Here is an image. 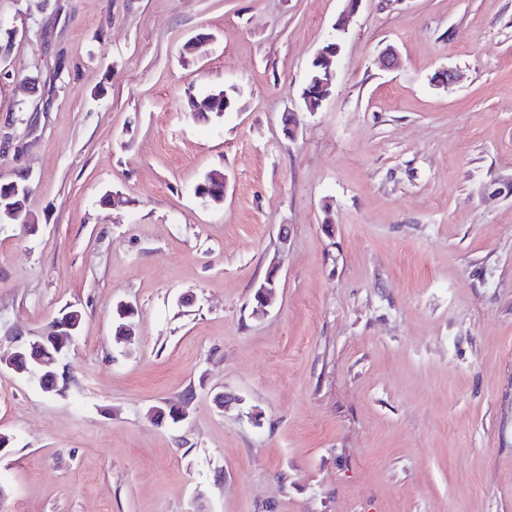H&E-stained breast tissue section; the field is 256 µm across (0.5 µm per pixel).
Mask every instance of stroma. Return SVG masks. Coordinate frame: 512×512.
Listing matches in <instances>:
<instances>
[{
	"label": "stroma",
	"mask_w": 512,
	"mask_h": 512,
	"mask_svg": "<svg viewBox=\"0 0 512 512\" xmlns=\"http://www.w3.org/2000/svg\"><path fill=\"white\" fill-rule=\"evenodd\" d=\"M344 5L0 0V183L38 226L0 224V355L83 316L56 391L0 375V512H512V0H362L304 111ZM346 2L345 10L332 26V31L328 34L312 60L318 75L310 79L311 68L309 69L306 84L301 94L303 106L307 112L318 111L331 94L335 76L333 64L336 65V59L341 50V38L348 30L347 22L349 17L357 12L362 0H346ZM278 273H279V263L276 259H273L270 262V265L268 267L267 277L263 283L258 287L259 290L257 292V304L254 307L256 314L264 313L266 311V308L272 304L274 299L277 296V290H278ZM277 281V286H275V282ZM257 288V289H258Z\"/></svg>",
	"instance_id": "1"
}]
</instances>
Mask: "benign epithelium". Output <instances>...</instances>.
Here are the masks:
<instances>
[{
    "instance_id": "7a95c632",
    "label": "benign epithelium",
    "mask_w": 512,
    "mask_h": 512,
    "mask_svg": "<svg viewBox=\"0 0 512 512\" xmlns=\"http://www.w3.org/2000/svg\"><path fill=\"white\" fill-rule=\"evenodd\" d=\"M362 0H346V7L332 26L321 47L318 49L312 64L318 75L307 79L301 94L305 111L316 112L332 91L335 69L333 64L341 50V38L347 31L349 17L357 12ZM31 191L30 184L20 185L16 182L0 186V219L6 217L16 220L22 213L21 200ZM279 263L272 260L268 267L267 277L257 292L256 313H263L277 296ZM80 311L73 309L64 318H56L52 331L39 339L18 340L16 350L8 361L7 367L15 373L27 375L39 381L43 390L50 392L58 385V368L62 358L69 351L74 337L79 335Z\"/></svg>"
}]
</instances>
